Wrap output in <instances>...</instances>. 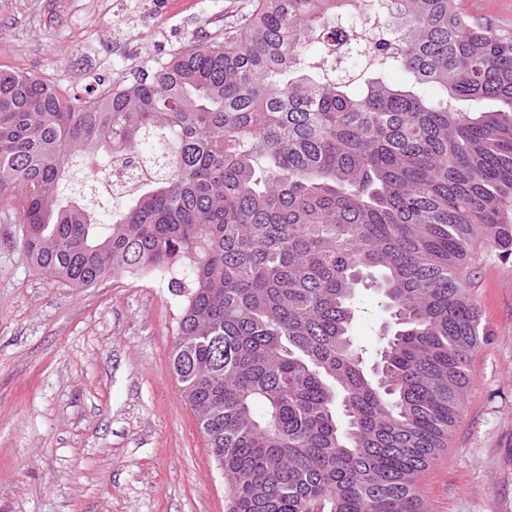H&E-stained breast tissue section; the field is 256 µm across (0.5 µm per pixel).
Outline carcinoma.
I'll return each instance as SVG.
<instances>
[{"instance_id":"1","label":"carcinoma","mask_w":512,"mask_h":512,"mask_svg":"<svg viewBox=\"0 0 512 512\" xmlns=\"http://www.w3.org/2000/svg\"><path fill=\"white\" fill-rule=\"evenodd\" d=\"M363 9L391 23L359 37L356 0H253L104 97L0 70V198L22 196L31 264L75 288L151 266L186 296L171 367L226 512H427L416 478L484 335L463 265L512 255V36L459 0ZM116 161L135 187L103 214ZM375 278L394 327L369 374L350 329Z\"/></svg>"}]
</instances>
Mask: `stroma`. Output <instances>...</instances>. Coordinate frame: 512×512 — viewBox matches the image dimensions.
I'll list each match as a JSON object with an SVG mask.
<instances>
[{"label": "stroma", "mask_w": 512, "mask_h": 512, "mask_svg": "<svg viewBox=\"0 0 512 512\" xmlns=\"http://www.w3.org/2000/svg\"><path fill=\"white\" fill-rule=\"evenodd\" d=\"M251 0H0V69L62 93L81 64L105 81L220 36ZM18 199L0 201V512H225L224 476L175 375L186 299L169 275L72 288L32 268ZM488 338L461 419L420 476L429 512H512V258L476 247L467 269ZM352 325L373 364L389 315L361 288Z\"/></svg>", "instance_id": "35a3bbf8"}]
</instances>
